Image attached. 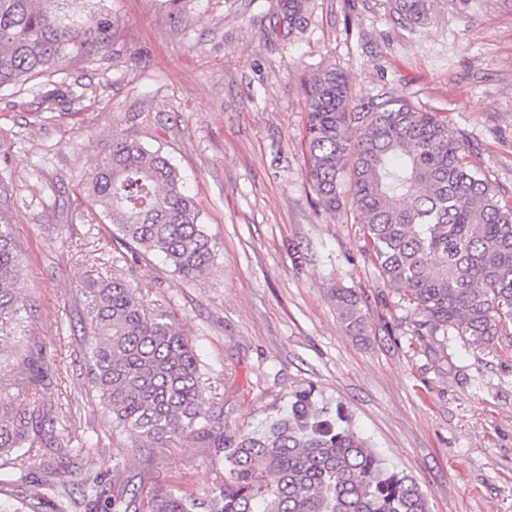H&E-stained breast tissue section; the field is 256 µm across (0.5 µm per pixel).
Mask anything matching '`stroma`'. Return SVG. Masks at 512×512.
Listing matches in <instances>:
<instances>
[{
	"label": "stroma",
	"instance_id": "1",
	"mask_svg": "<svg viewBox=\"0 0 512 512\" xmlns=\"http://www.w3.org/2000/svg\"><path fill=\"white\" fill-rule=\"evenodd\" d=\"M394 0H95L112 21L100 54L0 91V224L22 258L33 304L25 335L0 351L47 367L0 373L17 404H48L72 441L35 447L32 480L0 502L51 498L46 471L199 493L224 474L207 440L129 452L109 410L83 387L82 319L112 277L165 312L210 379L225 434L284 413L295 392L342 408L386 465L411 476L432 512H512V335L487 344L449 329L447 346L362 248L347 204L326 210L307 171L303 79L332 66L362 102L388 95L447 117L450 136L512 200V6L431 0L427 21H397ZM161 150L194 196L215 246L187 282L155 253L132 256L83 182L114 135ZM353 290L363 331L334 292Z\"/></svg>",
	"mask_w": 512,
	"mask_h": 512
}]
</instances>
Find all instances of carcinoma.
<instances>
[{"mask_svg":"<svg viewBox=\"0 0 512 512\" xmlns=\"http://www.w3.org/2000/svg\"><path fill=\"white\" fill-rule=\"evenodd\" d=\"M65 0H0V89L58 69L70 55L105 49L111 23L88 9L69 14ZM410 25L427 19L429 0H395ZM308 117L307 176L326 209L336 210L343 180L363 226L366 252L386 279L413 302L420 326L448 341V327L494 339L512 325V201L471 159L447 121L391 97L357 103L334 67L303 82ZM84 191L133 253L159 252L191 280L215 250L194 197L158 150L117 135L87 174ZM20 261L0 224V341L26 331L29 300L19 291ZM347 326L363 322L358 297L338 288ZM89 391L112 413L115 427L154 448L198 433L209 439L224 479L201 497L171 486L128 487L103 497L87 477L79 497L43 503L46 512H431L410 476L390 469L348 424L331 418L312 392L294 394L288 412L263 428L227 436L213 431L203 396L201 361L165 313L144 312L138 289L112 278L97 289L87 322ZM52 407L19 409L0 386V459L8 481L26 479L25 448L59 445Z\"/></svg>","mask_w":512,"mask_h":512,"instance_id":"cac0c4a2","label":"carcinoma"}]
</instances>
